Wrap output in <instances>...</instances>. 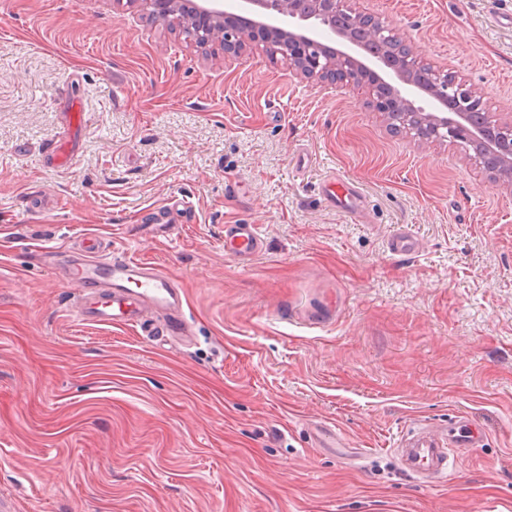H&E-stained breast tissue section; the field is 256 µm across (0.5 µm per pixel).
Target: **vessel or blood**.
Returning <instances> with one entry per match:
<instances>
[{
  "mask_svg": "<svg viewBox=\"0 0 512 512\" xmlns=\"http://www.w3.org/2000/svg\"><path fill=\"white\" fill-rule=\"evenodd\" d=\"M355 185L335 181L328 195L338 208L357 207ZM262 245L255 225L231 224L224 235V251L236 258L257 253ZM78 258L61 251L51 259L66 266L61 277L76 285L73 313L88 325L137 328L149 336H172L188 341L190 332L183 319V292L172 278L152 264L137 258H113L109 239L93 233L76 241ZM485 436L470 421L456 417L440 431L420 425L399 438L396 453L400 466L425 486L447 482L468 449L482 446Z\"/></svg>",
  "mask_w": 512,
  "mask_h": 512,
  "instance_id": "obj_1",
  "label": "vessel or blood"
}]
</instances>
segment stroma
Instances as JSON below:
<instances>
[{
  "mask_svg": "<svg viewBox=\"0 0 512 512\" xmlns=\"http://www.w3.org/2000/svg\"><path fill=\"white\" fill-rule=\"evenodd\" d=\"M361 7L512 113V0ZM228 224L257 225L250 261ZM402 227L413 255L387 249ZM88 232L180 283L190 342L72 315L39 249ZM458 414L486 442L421 485L397 434ZM0 512H512V188L142 0H0ZM335 186V188H329ZM328 191V196L333 205L338 208L354 211L358 204L355 196L359 195L357 187L352 183L333 179L328 184H324Z\"/></svg>",
  "mask_w": 512,
  "mask_h": 512,
  "instance_id": "1",
  "label": "stroma"
}]
</instances>
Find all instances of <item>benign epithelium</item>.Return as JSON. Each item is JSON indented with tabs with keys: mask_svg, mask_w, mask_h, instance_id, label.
I'll return each mask as SVG.
<instances>
[{
	"mask_svg": "<svg viewBox=\"0 0 512 512\" xmlns=\"http://www.w3.org/2000/svg\"><path fill=\"white\" fill-rule=\"evenodd\" d=\"M248 0L255 16L243 19L223 9L221 0H144L152 19L167 25L178 15L190 40L218 45L238 57L259 49L285 63L300 79L360 91L391 131L421 143L449 142L465 151L503 159L512 168V113L480 125L471 115L486 111L482 92L458 76L428 63L380 17L356 7V0ZM323 27L338 38L329 45ZM422 95L429 107L415 105Z\"/></svg>",
	"mask_w": 512,
	"mask_h": 512,
	"instance_id": "obj_1",
	"label": "benign epithelium"
}]
</instances>
